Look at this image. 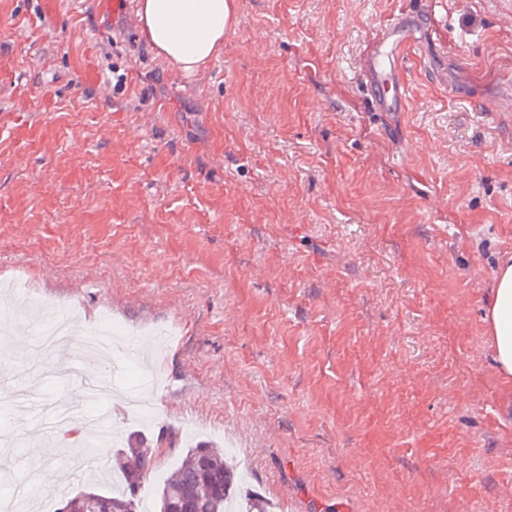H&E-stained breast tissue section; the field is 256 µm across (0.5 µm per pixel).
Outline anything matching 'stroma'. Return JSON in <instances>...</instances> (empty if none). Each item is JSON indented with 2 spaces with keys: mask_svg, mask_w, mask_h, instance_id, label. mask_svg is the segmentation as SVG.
Segmentation results:
<instances>
[{
  "mask_svg": "<svg viewBox=\"0 0 512 512\" xmlns=\"http://www.w3.org/2000/svg\"><path fill=\"white\" fill-rule=\"evenodd\" d=\"M415 9L408 104L362 68ZM512 0H236L224 46L184 74L114 0H0V327L109 318L118 416L90 474L1 450L67 495L121 491L130 433L157 490L218 448L271 512H512V382L484 322L512 257Z\"/></svg>",
  "mask_w": 512,
  "mask_h": 512,
  "instance_id": "stroma-1",
  "label": "stroma"
}]
</instances>
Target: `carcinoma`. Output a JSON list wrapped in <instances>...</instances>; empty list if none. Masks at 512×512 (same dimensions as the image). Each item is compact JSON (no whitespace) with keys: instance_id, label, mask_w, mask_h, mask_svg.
<instances>
[{"instance_id":"obj_1","label":"carcinoma","mask_w":512,"mask_h":512,"mask_svg":"<svg viewBox=\"0 0 512 512\" xmlns=\"http://www.w3.org/2000/svg\"><path fill=\"white\" fill-rule=\"evenodd\" d=\"M153 460L154 454L142 439L122 449L116 467L124 490L96 493V512H143L140 493ZM240 483V474L223 453L203 445L190 448L159 488L157 512H226L231 507L241 512H269L262 498L239 497Z\"/></svg>"}]
</instances>
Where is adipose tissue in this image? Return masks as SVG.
<instances>
[{
    "instance_id": "1",
    "label": "adipose tissue",
    "mask_w": 512,
    "mask_h": 512,
    "mask_svg": "<svg viewBox=\"0 0 512 512\" xmlns=\"http://www.w3.org/2000/svg\"><path fill=\"white\" fill-rule=\"evenodd\" d=\"M235 0H137L140 26L157 54L191 74L209 62L224 43ZM485 322L496 368L512 380V259L498 269Z\"/></svg>"
}]
</instances>
